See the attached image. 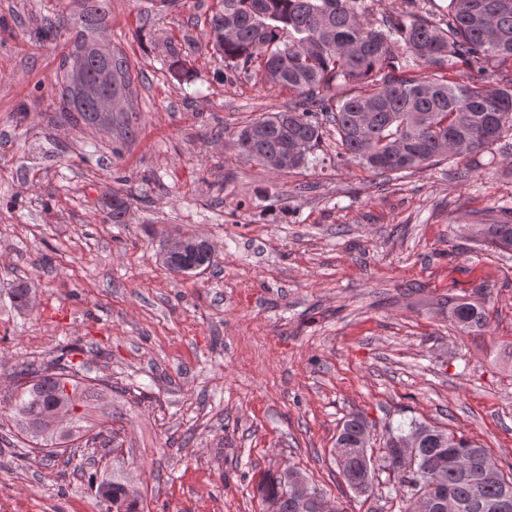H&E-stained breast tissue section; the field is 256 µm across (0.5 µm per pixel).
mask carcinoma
<instances>
[{
  "label": "carcinoma",
  "instance_id": "obj_1",
  "mask_svg": "<svg viewBox=\"0 0 512 512\" xmlns=\"http://www.w3.org/2000/svg\"><path fill=\"white\" fill-rule=\"evenodd\" d=\"M216 47L235 67L256 72L266 82L297 94L285 110L265 113L237 135L241 155L273 173H287L309 164V155L324 135L323 118L336 128L343 157L377 175L423 169L437 162L491 148L512 134V81L491 85L485 78L468 84L451 80L461 62L477 65L512 59V0H449L448 19L433 22L412 16L408 21L377 27L359 0H224V10L211 20ZM85 55V77L95 79L103 66L93 48ZM428 69L427 76L404 77L399 49ZM112 94L125 95L130 85L125 58L116 59ZM346 88L336 103L322 92L333 83ZM62 111L75 122L104 126L97 103L63 99ZM475 237L501 250L512 249V224H474ZM172 272L212 264L211 252L200 245L191 254L169 256ZM15 308L31 304V286L20 279L11 288ZM448 317L462 332L486 325L482 304L448 298ZM33 377L30 382L26 377ZM17 397L12 410L35 447L51 461L68 465L58 439L99 444L112 452V439L90 428L83 408L91 387L80 369L60 355L53 370L17 372ZM67 415L68 431L51 429L58 413ZM371 430L359 414L351 415L336 439L339 466L347 487L358 495H374L379 474L386 472L405 504L400 512H441L433 506L445 497L453 512H512V476L500 472L488 450L464 432H453L412 420L388 428L381 454L368 453ZM303 477L290 468L258 486L272 512H323L324 502L311 490L297 494L291 484ZM105 512H139V501L116 482L98 485Z\"/></svg>",
  "mask_w": 512,
  "mask_h": 512
}]
</instances>
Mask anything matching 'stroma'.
I'll return each mask as SVG.
<instances>
[{
	"instance_id": "obj_1",
	"label": "stroma",
	"mask_w": 512,
	"mask_h": 512,
	"mask_svg": "<svg viewBox=\"0 0 512 512\" xmlns=\"http://www.w3.org/2000/svg\"><path fill=\"white\" fill-rule=\"evenodd\" d=\"M362 3L378 26L448 13V0ZM218 9L104 0L90 25L83 0H0L1 424L14 430L16 372L68 346L111 380L88 418L118 446L81 473L37 452L0 468V512H103L105 479L144 512H267L258 482L290 467L339 512H391L337 466L354 413L376 443L413 419L463 430L512 472V250L472 239L512 205V142L476 154L466 180L462 157L385 179L343 158L329 126L308 167L272 173L236 135L295 95L225 63ZM48 17L57 37L35 41ZM84 34L129 63L110 130L61 112ZM185 234L213 264L176 276L161 257ZM20 279L24 311L10 300ZM478 289L488 324L460 332L443 301Z\"/></svg>"
}]
</instances>
